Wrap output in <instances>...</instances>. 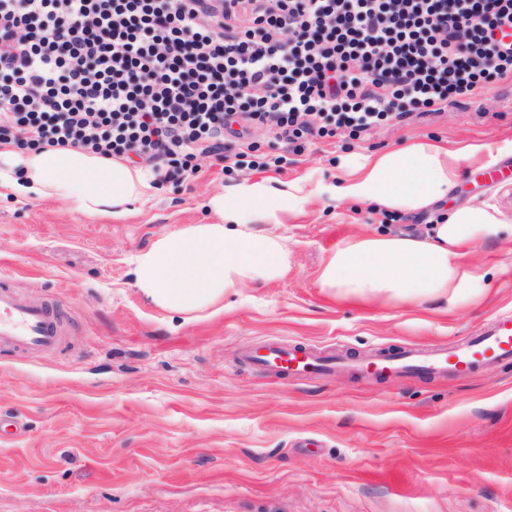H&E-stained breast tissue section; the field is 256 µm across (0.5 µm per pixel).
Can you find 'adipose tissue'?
Listing matches in <instances>:
<instances>
[{
    "mask_svg": "<svg viewBox=\"0 0 512 512\" xmlns=\"http://www.w3.org/2000/svg\"><path fill=\"white\" fill-rule=\"evenodd\" d=\"M475 151L472 144L451 151L434 141L411 142L343 161L335 185L327 190L307 177L243 181L209 199L212 223L163 235L140 253L132 271L134 285L174 313L218 312L225 295L287 273L288 247L273 230L283 213L301 211L325 191L338 202L404 214L428 210L455 192L460 164ZM154 179L151 169L77 147L27 153L0 148V196L55 198L88 215H126L130 204L153 197ZM503 239L512 240V225L494 206H463L421 234L373 232L342 240L324 262L318 284L342 300L441 301L453 309L485 290L484 277L473 270L468 256Z\"/></svg>",
    "mask_w": 512,
    "mask_h": 512,
    "instance_id": "1",
    "label": "adipose tissue"
}]
</instances>
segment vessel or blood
<instances>
[{"label": "vessel or blood", "instance_id": "b4317fda", "mask_svg": "<svg viewBox=\"0 0 512 512\" xmlns=\"http://www.w3.org/2000/svg\"><path fill=\"white\" fill-rule=\"evenodd\" d=\"M62 322L44 303H31L0 287V340L36 351L54 349L60 339ZM247 363L284 380L304 373L326 372L336 366L332 353L291 348L271 342L247 352ZM512 362V309L501 311L487 327L455 347L425 354L416 347L398 353H383L371 361L380 375L409 378L418 374L450 372L466 375Z\"/></svg>", "mask_w": 512, "mask_h": 512}]
</instances>
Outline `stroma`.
<instances>
[{
  "label": "stroma",
  "instance_id": "obj_1",
  "mask_svg": "<svg viewBox=\"0 0 512 512\" xmlns=\"http://www.w3.org/2000/svg\"><path fill=\"white\" fill-rule=\"evenodd\" d=\"M413 139L485 144L463 164L449 207L490 203L512 224V184L474 174L512 161V82H492L437 116L284 152L262 129L256 154L282 169L220 170L158 186L121 218L65 201L0 199V283L63 315L59 346L0 345V512H512V364L466 376L379 380L348 369L285 382L242 356L265 342L368 360L447 349L512 307V242L469 262L498 266L483 298L451 312L346 302L319 288L346 238L416 234L437 212L390 215L321 195L275 233L287 274L226 295L186 321L134 286L132 260L160 236L213 220L209 198L246 179L308 176L328 186L350 155Z\"/></svg>",
  "mask_w": 512,
  "mask_h": 512
}]
</instances>
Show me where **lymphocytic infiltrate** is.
Segmentation results:
<instances>
[{
	"label": "lymphocytic infiltrate",
	"instance_id": "lymphocytic-infiltrate-1",
	"mask_svg": "<svg viewBox=\"0 0 512 512\" xmlns=\"http://www.w3.org/2000/svg\"><path fill=\"white\" fill-rule=\"evenodd\" d=\"M512 0H0V143L163 183L262 127L285 147L512 80Z\"/></svg>",
	"mask_w": 512,
	"mask_h": 512
}]
</instances>
